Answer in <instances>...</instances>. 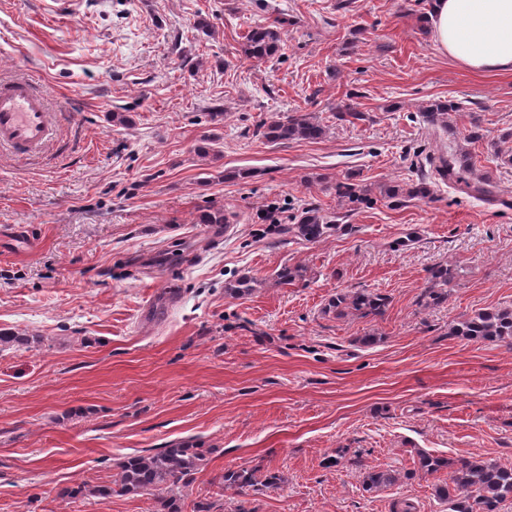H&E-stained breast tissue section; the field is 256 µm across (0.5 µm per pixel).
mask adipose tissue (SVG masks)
<instances>
[{"label": "adipose tissue", "instance_id": "adipose-tissue-1", "mask_svg": "<svg viewBox=\"0 0 512 512\" xmlns=\"http://www.w3.org/2000/svg\"><path fill=\"white\" fill-rule=\"evenodd\" d=\"M429 21L440 51L462 67L512 73V0H433Z\"/></svg>", "mask_w": 512, "mask_h": 512}]
</instances>
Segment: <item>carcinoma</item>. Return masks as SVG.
<instances>
[{
	"label": "carcinoma",
	"instance_id": "1",
	"mask_svg": "<svg viewBox=\"0 0 512 512\" xmlns=\"http://www.w3.org/2000/svg\"><path fill=\"white\" fill-rule=\"evenodd\" d=\"M282 36L278 28L257 24L251 28L241 45L242 55L253 62L265 63L281 49ZM460 110L456 103L435 100L418 110V117L433 133L448 131V113ZM336 117L340 121L355 124L365 120V113L352 104L339 107ZM263 138L274 143L293 140L314 141L323 137L325 129L316 117L305 112H292L286 116L273 114L257 129ZM433 172L450 183L470 186L467 173L471 166L459 163L454 153L439 151L426 156ZM336 209L326 211L318 206L305 207L282 222L277 210L271 208L266 215L268 224L262 236L272 242L303 241L319 243L338 233L350 232L353 225L340 220L351 217L364 208L379 201L391 207H400L411 200L433 199V183L425 169H419L416 180L407 184L393 183L373 187L348 176L333 186ZM234 216L222 206H209L200 216L199 223L221 226L233 223ZM305 265L283 266L276 272L274 284L288 286L308 277ZM456 268L452 264H440L428 270L426 286L422 293L424 305H436L448 297V285L454 279ZM257 280L243 274L227 284L226 293L239 296L251 293ZM388 305L385 295L358 289L338 292L331 296L324 310L339 315L350 314L356 318H369L384 314ZM449 335L467 339L507 341L512 343V309H494L477 312L449 327ZM207 450L192 441H177L160 452L126 457L119 464L117 477L107 484L76 486L60 489L62 498L95 497L102 501L114 495L143 494L154 502V512H182V502L187 497L189 476L199 469L206 459ZM420 471L434 475L448 469V478L434 484L439 501L448 505V512H500L501 505L512 501V467H505L491 460L459 459L448 462L426 452L418 453ZM260 468L243 467L227 471L219 482L218 490L194 504V512H224V491L232 489L238 493L258 483ZM400 480V474L388 468H370L363 473V484L368 490L390 487Z\"/></svg>",
	"mask_w": 512,
	"mask_h": 512
}]
</instances>
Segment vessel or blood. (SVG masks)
Segmentation results:
<instances>
[{
    "mask_svg": "<svg viewBox=\"0 0 512 512\" xmlns=\"http://www.w3.org/2000/svg\"><path fill=\"white\" fill-rule=\"evenodd\" d=\"M55 116L29 80L0 82V146L21 154L42 150L51 140Z\"/></svg>",
    "mask_w": 512,
    "mask_h": 512,
    "instance_id": "1",
    "label": "vessel or blood"
}]
</instances>
